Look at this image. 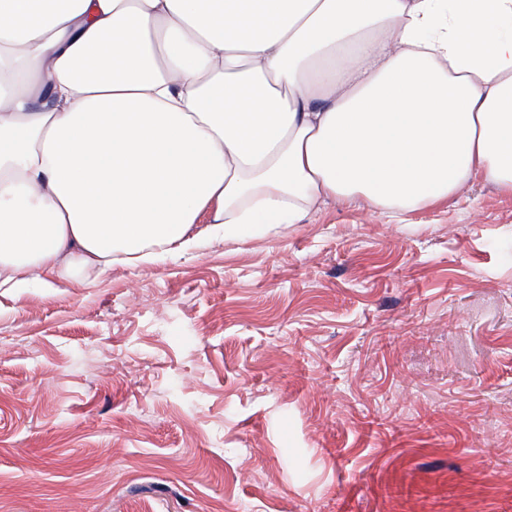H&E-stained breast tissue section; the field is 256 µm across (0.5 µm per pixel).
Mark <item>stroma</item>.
I'll return each mask as SVG.
<instances>
[{
	"label": "stroma",
	"instance_id": "obj_1",
	"mask_svg": "<svg viewBox=\"0 0 512 512\" xmlns=\"http://www.w3.org/2000/svg\"><path fill=\"white\" fill-rule=\"evenodd\" d=\"M512 193L0 289V512H512Z\"/></svg>",
	"mask_w": 512,
	"mask_h": 512
}]
</instances>
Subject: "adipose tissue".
<instances>
[{
	"label": "adipose tissue",
	"mask_w": 512,
	"mask_h": 512,
	"mask_svg": "<svg viewBox=\"0 0 512 512\" xmlns=\"http://www.w3.org/2000/svg\"><path fill=\"white\" fill-rule=\"evenodd\" d=\"M2 104L0 288L52 286L512 192V0H0Z\"/></svg>",
	"instance_id": "adipose-tissue-1"
}]
</instances>
